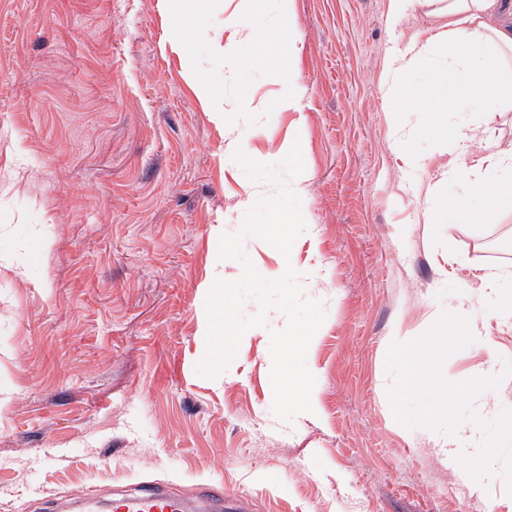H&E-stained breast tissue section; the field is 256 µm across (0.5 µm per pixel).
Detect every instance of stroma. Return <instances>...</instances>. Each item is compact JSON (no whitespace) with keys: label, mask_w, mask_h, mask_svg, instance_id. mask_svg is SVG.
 <instances>
[{"label":"stroma","mask_w":512,"mask_h":512,"mask_svg":"<svg viewBox=\"0 0 512 512\" xmlns=\"http://www.w3.org/2000/svg\"><path fill=\"white\" fill-rule=\"evenodd\" d=\"M232 0H0V512H47L53 500L155 484L207 483L231 512H512V388L482 374L474 342L449 337L439 375L391 406L399 380L388 336L408 341L447 320L484 266L512 268V205L460 198L438 145L455 116L404 113L379 82L387 47L435 25L416 9L388 21V0H275L263 23L296 46L302 112H270L277 86L242 44L236 66L211 44ZM208 75L225 108L251 89L261 134L230 130L195 90ZM421 128L430 177L414 191L395 152L398 128ZM306 151L292 180L316 240L289 255L254 236L243 250L267 279L293 266L325 274L326 319L306 362L315 413L272 412L270 330L239 346L226 372L196 371L206 296L223 234L274 196L224 155L278 161L289 135ZM51 235L52 246L38 242ZM455 263L438 273L435 262ZM498 394L474 415L475 398ZM475 417L496 457L487 499L479 467L460 482L427 443L448 415Z\"/></svg>","instance_id":"1"}]
</instances>
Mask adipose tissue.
<instances>
[{"label":"adipose tissue","instance_id":"adipose-tissue-1","mask_svg":"<svg viewBox=\"0 0 512 512\" xmlns=\"http://www.w3.org/2000/svg\"><path fill=\"white\" fill-rule=\"evenodd\" d=\"M269 0H239L226 18L233 39L224 43L225 60L237 57L239 40L254 42L259 50L256 66L267 68L273 62H286L291 47L271 35L262 19ZM429 6L439 18L436 32L415 33L403 47L391 48L381 67V81L387 99L404 98L408 112L443 110L459 115L460 120L442 152L448 155V168L443 175L458 186L464 195H483L498 203L512 201V143L504 144L491 135L477 119L478 113L492 109L512 108V13L502 0H389L388 19L398 23L416 7ZM448 46V77L454 88L447 96L436 99L428 95L404 97L408 72L421 59L430 55L433 46ZM479 290L466 293L460 308L454 309L447 321L438 323L431 336L422 342L394 349L393 358L400 378L393 398H400L430 378L424 362L447 345L454 335L463 309L479 307L483 297L502 294L512 286V271L500 267H484L478 274ZM467 333L475 341L484 371L512 384V373L502 369L503 346L486 323H467ZM428 440L459 479H466L470 465V448L481 442L474 419L455 420L443 432H431Z\"/></svg>","mask_w":512,"mask_h":512}]
</instances>
